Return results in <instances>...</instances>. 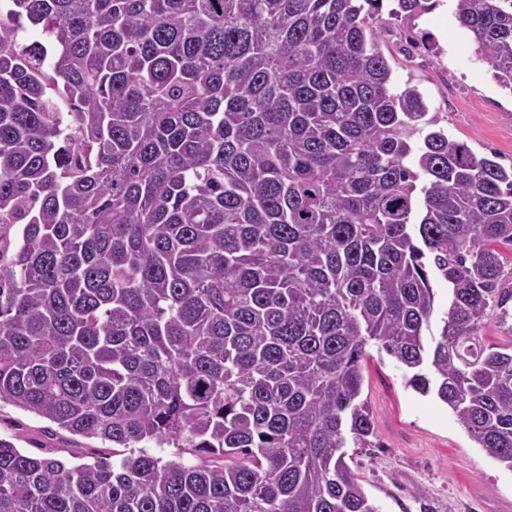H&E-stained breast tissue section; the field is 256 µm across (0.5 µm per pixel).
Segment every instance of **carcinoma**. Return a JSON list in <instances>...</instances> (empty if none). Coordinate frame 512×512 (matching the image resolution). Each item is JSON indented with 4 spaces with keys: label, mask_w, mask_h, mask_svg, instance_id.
<instances>
[{
    "label": "carcinoma",
    "mask_w": 512,
    "mask_h": 512,
    "mask_svg": "<svg viewBox=\"0 0 512 512\" xmlns=\"http://www.w3.org/2000/svg\"><path fill=\"white\" fill-rule=\"evenodd\" d=\"M382 8L0 0V403L126 450L0 438V512H378L371 345L512 469V166L391 88ZM455 16L512 92V0ZM479 333L489 345H506L512 341V319L506 324L495 318L485 320L481 322Z\"/></svg>",
    "instance_id": "1"
}]
</instances>
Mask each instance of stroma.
<instances>
[{
	"label": "stroma",
	"mask_w": 512,
	"mask_h": 512,
	"mask_svg": "<svg viewBox=\"0 0 512 512\" xmlns=\"http://www.w3.org/2000/svg\"><path fill=\"white\" fill-rule=\"evenodd\" d=\"M393 18L384 0L374 24L393 86L417 87L438 128L481 156L512 164V93L502 90L443 0ZM364 399L377 447L347 446L346 461L380 512H512V470L490 458L431 396L407 387L398 363L373 352L364 368ZM0 438L22 452L81 463L111 457L112 445L72 434L14 406H0Z\"/></svg>",
	"instance_id": "obj_1"
}]
</instances>
